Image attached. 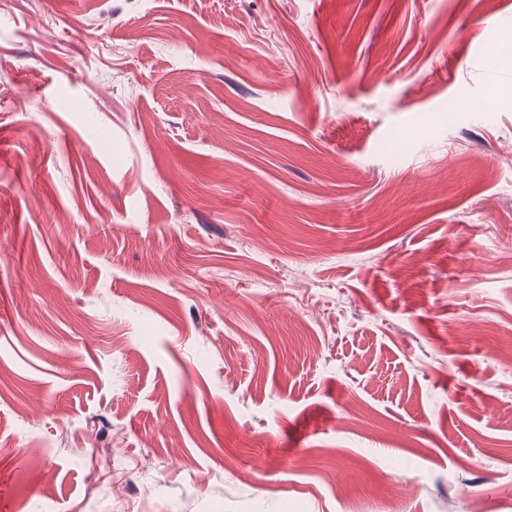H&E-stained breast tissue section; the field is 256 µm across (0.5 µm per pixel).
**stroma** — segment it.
Segmentation results:
<instances>
[{
  "label": "stroma",
  "instance_id": "obj_1",
  "mask_svg": "<svg viewBox=\"0 0 512 512\" xmlns=\"http://www.w3.org/2000/svg\"><path fill=\"white\" fill-rule=\"evenodd\" d=\"M507 87L512 0H0V512H512Z\"/></svg>",
  "mask_w": 512,
  "mask_h": 512
}]
</instances>
